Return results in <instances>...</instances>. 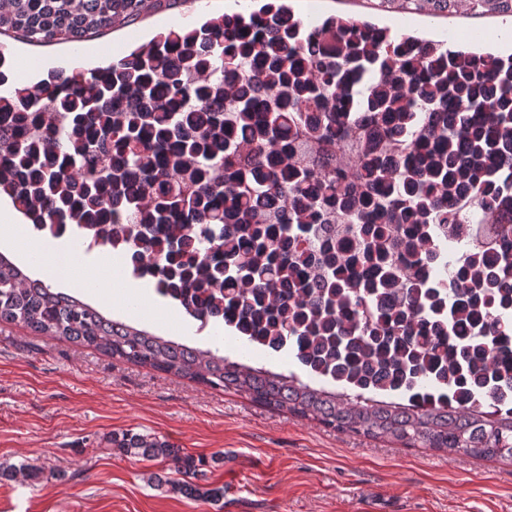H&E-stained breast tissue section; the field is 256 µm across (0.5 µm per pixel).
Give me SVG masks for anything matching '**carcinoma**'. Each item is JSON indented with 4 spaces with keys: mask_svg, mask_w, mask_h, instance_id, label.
<instances>
[{
    "mask_svg": "<svg viewBox=\"0 0 512 512\" xmlns=\"http://www.w3.org/2000/svg\"><path fill=\"white\" fill-rule=\"evenodd\" d=\"M160 0H8L0 36L29 44L95 39ZM352 52L311 54L265 32L257 15L223 14L201 28L172 29L107 66L59 73L33 86L0 78V194L55 238L79 224L123 254L138 278L181 299L202 324L222 323L251 343L291 354L315 386L111 319L79 297L30 277L0 253V324H14L234 391L324 428L406 448L512 463V224L497 225L503 248L463 259L434 288L404 274L429 264L427 223L464 231L454 197L486 210L512 188L497 180L491 127L512 120V80L494 64L478 73L453 61L396 59L400 95L367 90L347 109L351 75L386 65L342 29ZM451 89L458 109L444 115ZM399 114L398 142L437 140L444 150L392 169L372 150L334 171L290 160L300 136L344 148L359 108ZM472 112L485 124H471ZM466 143L489 164L468 168ZM265 157L246 167L243 150ZM388 192L380 196L377 187ZM279 198L276 214L264 211ZM153 227L151 235L140 226ZM122 455L173 460L181 478L148 481L197 501L224 488L194 481V459L168 440L127 431L107 439ZM41 468L0 463V479Z\"/></svg>",
    "mask_w": 512,
    "mask_h": 512,
    "instance_id": "obj_1",
    "label": "carcinoma"
}]
</instances>
